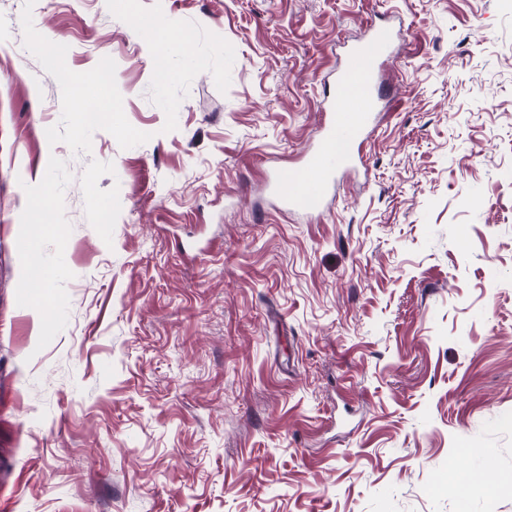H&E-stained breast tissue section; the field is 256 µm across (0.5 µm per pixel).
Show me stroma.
<instances>
[{
	"label": "stroma",
	"mask_w": 512,
	"mask_h": 512,
	"mask_svg": "<svg viewBox=\"0 0 512 512\" xmlns=\"http://www.w3.org/2000/svg\"><path fill=\"white\" fill-rule=\"evenodd\" d=\"M373 24L365 163L287 211ZM0 512H512V0H0ZM189 38L188 33L183 30L167 28L156 37L153 43V54L158 60H161L169 48L182 46L187 43ZM61 73L63 74L65 84H67V86L70 88L72 95L80 103V105H92L95 109L100 111V120H105L106 122L110 114L109 112L111 106L103 101L95 102L87 99L83 94V89L84 86L89 82H108L110 79H112V73L110 69L108 67H102L101 69L92 74H75L69 72L64 68L61 69ZM47 196L48 189L45 188L34 197V203L30 209V214L36 219L34 221L28 222L27 226L32 238L36 242L41 237V235L55 233L54 225L47 224L45 220V216L47 214L45 206Z\"/></svg>",
	"instance_id": "1"
}]
</instances>
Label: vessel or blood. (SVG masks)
<instances>
[{
    "instance_id": "obj_1",
    "label": "vessel or blood",
    "mask_w": 512,
    "mask_h": 512,
    "mask_svg": "<svg viewBox=\"0 0 512 512\" xmlns=\"http://www.w3.org/2000/svg\"><path fill=\"white\" fill-rule=\"evenodd\" d=\"M392 37L391 29L378 27L368 44L350 48L349 62L336 77V94L326 107L320 141L306 152L298 171L268 186L284 209L311 218L320 216L337 173L360 160L362 137L379 109L377 76ZM352 87L357 88V95H349Z\"/></svg>"
}]
</instances>
